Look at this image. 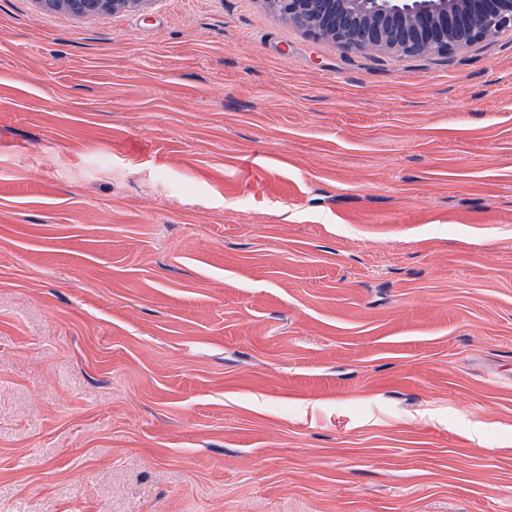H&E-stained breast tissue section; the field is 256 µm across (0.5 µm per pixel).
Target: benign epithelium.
Listing matches in <instances>:
<instances>
[{"label":"benign epithelium","mask_w":512,"mask_h":512,"mask_svg":"<svg viewBox=\"0 0 512 512\" xmlns=\"http://www.w3.org/2000/svg\"><path fill=\"white\" fill-rule=\"evenodd\" d=\"M75 17L144 11L153 0H42ZM288 23L347 50L441 55L512 34V0H263Z\"/></svg>","instance_id":"obj_1"}]
</instances>
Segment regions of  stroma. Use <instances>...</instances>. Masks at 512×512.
<instances>
[{
    "label": "stroma",
    "mask_w": 512,
    "mask_h": 512,
    "mask_svg": "<svg viewBox=\"0 0 512 512\" xmlns=\"http://www.w3.org/2000/svg\"><path fill=\"white\" fill-rule=\"evenodd\" d=\"M0 512H512V36L0 0Z\"/></svg>",
    "instance_id": "1"
}]
</instances>
